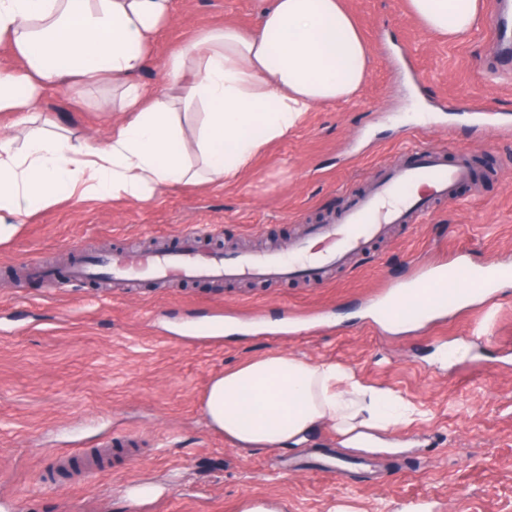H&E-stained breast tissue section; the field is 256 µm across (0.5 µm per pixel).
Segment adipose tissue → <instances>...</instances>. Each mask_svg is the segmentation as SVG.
I'll return each mask as SVG.
<instances>
[{
  "instance_id": "adipose-tissue-1",
  "label": "adipose tissue",
  "mask_w": 512,
  "mask_h": 512,
  "mask_svg": "<svg viewBox=\"0 0 512 512\" xmlns=\"http://www.w3.org/2000/svg\"><path fill=\"white\" fill-rule=\"evenodd\" d=\"M429 35L464 38L483 0H406ZM173 18V0H0V242L61 201L148 202L178 185L240 180L270 143L364 84L371 54L344 0H264L255 27L227 26L173 50L163 78L140 75ZM107 81L117 117L77 135L42 112L46 91ZM209 426L242 448H294L330 427L347 448L399 452L414 408L341 365L288 355L216 377L202 401Z\"/></svg>"
}]
</instances>
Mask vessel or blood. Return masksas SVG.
<instances>
[{"label":"vessel or blood","mask_w":512,"mask_h":512,"mask_svg":"<svg viewBox=\"0 0 512 512\" xmlns=\"http://www.w3.org/2000/svg\"><path fill=\"white\" fill-rule=\"evenodd\" d=\"M471 178L462 162L448 163L438 149H416L400 163L386 168L371 189L360 195L330 224L308 225L289 253L242 251L204 255L196 247V229L180 232V244L150 253L122 252L107 257L106 267L115 287L126 288L151 278L168 283L196 279L278 282L300 279L323 282L325 274L344 266L349 258L366 254L372 243L386 236L393 225L413 223L436 202L450 201ZM477 283L491 292L512 279V265L490 262L480 268L448 267L445 285L426 292L413 291L401 312L405 321L421 323L456 309L467 292L457 279Z\"/></svg>","instance_id":"vessel-or-blood-1"}]
</instances>
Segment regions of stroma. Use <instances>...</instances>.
<instances>
[{"instance_id": "stroma-1", "label": "stroma", "mask_w": 512, "mask_h": 512, "mask_svg": "<svg viewBox=\"0 0 512 512\" xmlns=\"http://www.w3.org/2000/svg\"><path fill=\"white\" fill-rule=\"evenodd\" d=\"M371 51L357 97L310 113L239 182L178 186L153 200L64 202L0 243V512H512V280L488 307L427 324L375 318L378 296L461 261L512 263V50L491 17L463 41L424 33L405 0H344ZM259 0H174L144 83L175 47L231 24ZM112 86L50 93L43 110L75 134L104 135ZM490 113L492 122L482 120ZM416 146L491 165L456 200L394 226L353 266L304 280L190 281L124 294L93 283L47 288L15 270L82 250L179 245L287 251L332 223L380 169ZM278 353L346 366L428 414L398 430L399 455L362 454L324 428L297 450L235 449L206 423L211 380ZM135 432L140 463L45 483L57 450Z\"/></svg>"}]
</instances>
